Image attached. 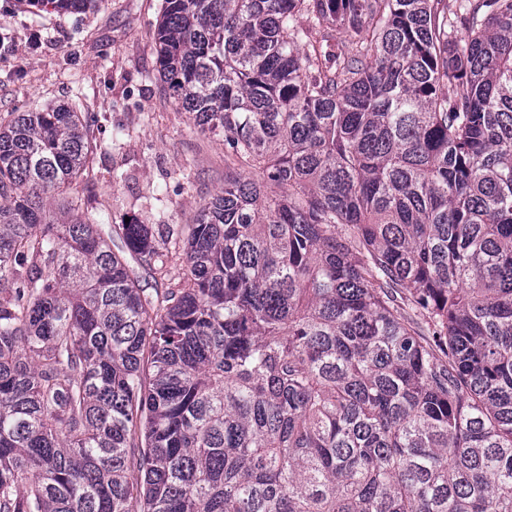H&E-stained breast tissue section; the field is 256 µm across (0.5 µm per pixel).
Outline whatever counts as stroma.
Returning <instances> with one entry per match:
<instances>
[{
  "mask_svg": "<svg viewBox=\"0 0 512 512\" xmlns=\"http://www.w3.org/2000/svg\"><path fill=\"white\" fill-rule=\"evenodd\" d=\"M163 0H98L58 14L0 0V116L60 103L94 116L102 150L74 194L104 223L177 236L224 183V138L201 132L155 77Z\"/></svg>",
  "mask_w": 512,
  "mask_h": 512,
  "instance_id": "1",
  "label": "stroma"
}]
</instances>
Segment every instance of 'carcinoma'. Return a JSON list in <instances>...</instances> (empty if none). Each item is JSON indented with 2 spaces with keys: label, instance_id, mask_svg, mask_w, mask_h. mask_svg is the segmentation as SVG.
Wrapping results in <instances>:
<instances>
[{
  "label": "carcinoma",
  "instance_id": "cac0c4a2",
  "mask_svg": "<svg viewBox=\"0 0 512 512\" xmlns=\"http://www.w3.org/2000/svg\"><path fill=\"white\" fill-rule=\"evenodd\" d=\"M154 42L224 136L173 250L65 196L93 117L0 119V512H512V0H163Z\"/></svg>",
  "mask_w": 512,
  "mask_h": 512
}]
</instances>
